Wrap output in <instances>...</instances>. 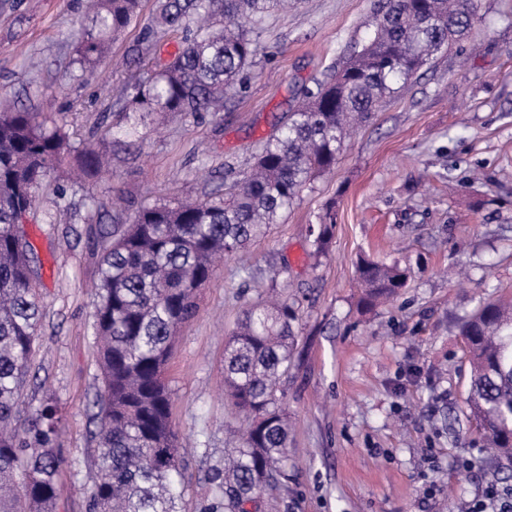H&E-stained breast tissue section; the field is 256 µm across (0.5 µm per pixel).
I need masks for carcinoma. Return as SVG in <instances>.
<instances>
[{
    "mask_svg": "<svg viewBox=\"0 0 512 512\" xmlns=\"http://www.w3.org/2000/svg\"><path fill=\"white\" fill-rule=\"evenodd\" d=\"M470 0H374L361 50L337 71L306 87L277 131L263 139L249 171L206 199L160 203L136 212L123 230L103 227L107 241L95 292L93 330L102 371L96 469L85 490L88 512H181L184 460L171 421L165 370L178 327L194 318L198 292L216 259L243 249L278 223L316 176L336 164L350 132L369 120L473 26ZM142 0H88L87 23L72 62L95 66L112 38L138 16ZM288 0H156L142 42L169 32L180 43L159 68L122 87V131L168 112L224 111L226 95L245 88L266 18ZM71 145L64 130L27 108L0 111V512H59L56 447L60 409L52 398L28 413L22 404L44 301L32 248L17 225L37 216L39 189ZM89 174L103 156L79 152ZM336 213L319 217L316 251L328 247ZM359 302L370 310L407 286L398 264L361 257ZM295 309L259 301L243 311L224 349V388L250 419L246 435L224 449L209 477L214 501L202 512H248L288 461V416L277 395L295 343ZM469 363L467 406L487 435L488 450L512 457V309L481 303L459 325Z\"/></svg>",
    "mask_w": 512,
    "mask_h": 512,
    "instance_id": "obj_1",
    "label": "carcinoma"
}]
</instances>
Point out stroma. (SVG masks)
Masks as SVG:
<instances>
[{"label": "stroma", "instance_id": "1", "mask_svg": "<svg viewBox=\"0 0 512 512\" xmlns=\"http://www.w3.org/2000/svg\"><path fill=\"white\" fill-rule=\"evenodd\" d=\"M373 0H297L267 21L245 90L223 112H173L138 141L115 130L125 84L167 58V34L140 62L132 50L153 24V0L96 67L66 72L86 0H0V104L50 114L71 145L107 153L81 196L57 206L75 160L45 181L28 223L43 262L45 314L23 405L62 407L66 458L61 512H87L101 388L93 336L102 243L98 224L125 225L157 201H195L240 178L257 142L294 97L363 43ZM479 20L346 142L335 169L314 179L280 223L219 262L166 369L172 420L187 466L184 512L211 498L207 479L247 426L224 393V342L257 298L284 297L297 315L292 365L281 380L288 460L254 512H452L490 479L512 486V459L488 460L466 404L469 364L458 320L479 300L512 297V0H478ZM336 226L317 252L326 205ZM400 261L408 286L370 313L357 307L355 263ZM469 469H461L464 460Z\"/></svg>", "mask_w": 512, "mask_h": 512}]
</instances>
